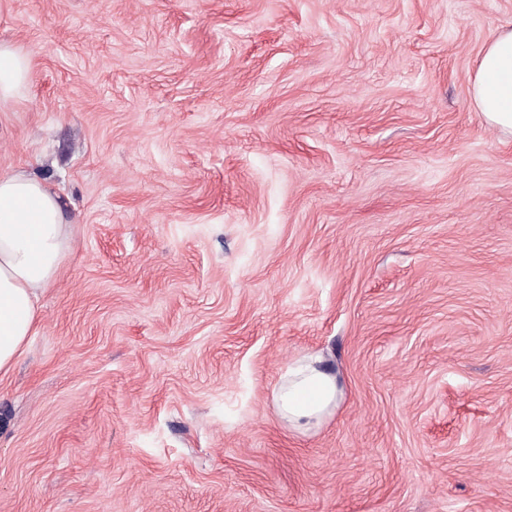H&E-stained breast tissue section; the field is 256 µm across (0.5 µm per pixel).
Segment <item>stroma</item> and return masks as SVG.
Here are the masks:
<instances>
[{
    "label": "stroma",
    "instance_id": "stroma-1",
    "mask_svg": "<svg viewBox=\"0 0 512 512\" xmlns=\"http://www.w3.org/2000/svg\"><path fill=\"white\" fill-rule=\"evenodd\" d=\"M512 0H0V169L75 248L0 377V512H512ZM321 354L337 405L277 414ZM471 90L488 124L512 133V24L497 28L488 38ZM30 56L16 46L0 42V105L16 99L29 84ZM322 362L321 356H309L289 366L273 391L281 419L296 429H307L319 422L336 405V377Z\"/></svg>",
    "mask_w": 512,
    "mask_h": 512
}]
</instances>
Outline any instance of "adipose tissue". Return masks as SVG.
<instances>
[{
  "label": "adipose tissue",
  "instance_id": "1",
  "mask_svg": "<svg viewBox=\"0 0 512 512\" xmlns=\"http://www.w3.org/2000/svg\"><path fill=\"white\" fill-rule=\"evenodd\" d=\"M31 73L30 56L0 42V104L16 99ZM472 97L492 128L512 133V24L488 38ZM73 244L74 228L46 181L0 169V376L12 370L37 334L40 300L57 282ZM337 397L336 378L318 356L289 366L273 391L281 419L299 430L320 421Z\"/></svg>",
  "mask_w": 512,
  "mask_h": 512
}]
</instances>
